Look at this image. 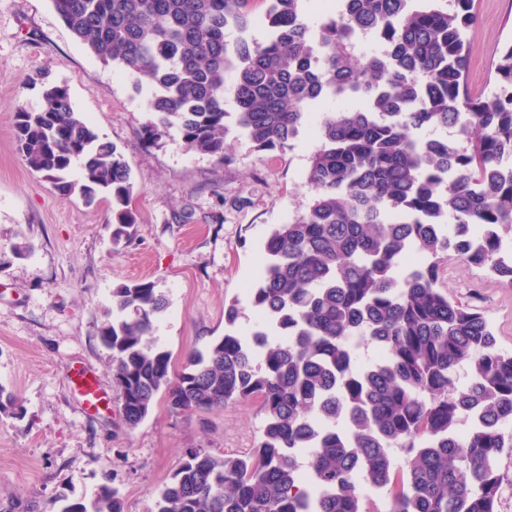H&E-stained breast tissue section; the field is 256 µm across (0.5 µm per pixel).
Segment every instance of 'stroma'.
<instances>
[{
    "label": "stroma",
    "mask_w": 512,
    "mask_h": 512,
    "mask_svg": "<svg viewBox=\"0 0 512 512\" xmlns=\"http://www.w3.org/2000/svg\"><path fill=\"white\" fill-rule=\"evenodd\" d=\"M475 8L465 81L483 94L489 54L512 40V0H475ZM40 71L67 86L76 109L128 162L137 222L127 240L113 243L107 203L60 197L20 155L15 114L41 107L28 85ZM146 118L130 76L91 54L51 0H0V387L18 401L17 410L0 411V512H50L103 484L119 489L125 512H154L186 449L244 454L261 440L255 401L183 413L161 399L128 427L100 330L113 288L150 282L168 301L155 337L174 371L223 336L230 301L241 311L240 334L249 335L256 315L246 287L274 225L310 202L313 137L260 152L234 134L219 164L177 138L146 146ZM443 267L449 297L483 314L500 349L512 353V288L453 258ZM74 366L96 377L98 409L83 405L69 378Z\"/></svg>",
    "instance_id": "1"
}]
</instances>
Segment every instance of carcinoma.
I'll list each match as a JSON object with an SVG mask.
<instances>
[{"instance_id": "1", "label": "carcinoma", "mask_w": 512, "mask_h": 512, "mask_svg": "<svg viewBox=\"0 0 512 512\" xmlns=\"http://www.w3.org/2000/svg\"><path fill=\"white\" fill-rule=\"evenodd\" d=\"M51 2L91 53L147 90L148 145L176 133L222 163L232 132L259 151L315 134L312 198L268 235L250 289L251 337L237 334L233 301L224 336L175 374L153 336L164 296L149 282L112 290L100 336L129 427L161 395L173 411L256 399L264 414L248 453L186 449L155 512H371L372 495L386 497L390 512H497L492 458L512 448V353L440 283L451 253L512 287V256H503L512 42L494 58L491 90L470 97L474 0H336L316 24L306 0H270L262 40L249 35L248 0ZM357 32L378 49L363 51ZM30 83L43 106L15 114L25 163L64 198L109 201L120 242L137 223L128 163L74 109L66 85L43 73ZM328 99L350 105L311 125ZM366 347L377 356L362 363ZM462 366L467 381L457 387ZM56 512H123V503L104 484Z\"/></svg>"}]
</instances>
